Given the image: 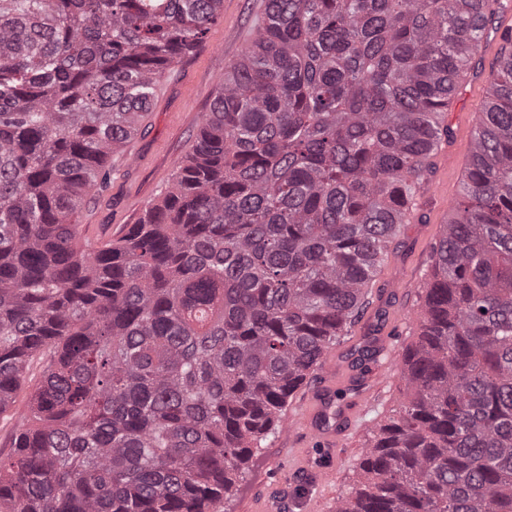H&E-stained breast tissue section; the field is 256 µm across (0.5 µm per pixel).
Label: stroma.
Masks as SVG:
<instances>
[{
	"instance_id": "obj_1",
	"label": "stroma",
	"mask_w": 512,
	"mask_h": 512,
	"mask_svg": "<svg viewBox=\"0 0 512 512\" xmlns=\"http://www.w3.org/2000/svg\"><path fill=\"white\" fill-rule=\"evenodd\" d=\"M262 8L263 0H224L203 41L166 72L138 134L109 157L106 190L88 196L75 217L83 242L95 246L127 232L169 187L192 150L225 67L238 58L253 33L252 20ZM470 150L458 136L438 150L431 179L442 182V195L425 198L419 205L386 257L362 318L331 348L350 374L349 383L339 393L324 397L339 414L335 453L312 446L302 434L276 430L254 449L244 479L221 502L220 512H258V504L271 497L279 498L281 512H310L308 504L315 500L320 503L317 512H332L336 501L362 479V452L399 408L404 381L396 365L383 375L360 374L351 366L352 353L388 336L399 358L415 343L431 247L448 217L449 201L457 199L461 190L460 179L444 178L443 168L449 154L465 159ZM43 370L42 360L30 361L24 385L0 414V457L11 451V438L41 383ZM326 469L332 470V478L319 482V473Z\"/></svg>"
}]
</instances>
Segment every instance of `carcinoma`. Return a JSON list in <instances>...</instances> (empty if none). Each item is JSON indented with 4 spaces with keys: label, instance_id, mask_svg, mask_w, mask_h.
Returning a JSON list of instances; mask_svg holds the SVG:
<instances>
[{
    "label": "carcinoma",
    "instance_id": "cac0c4a2",
    "mask_svg": "<svg viewBox=\"0 0 512 512\" xmlns=\"http://www.w3.org/2000/svg\"><path fill=\"white\" fill-rule=\"evenodd\" d=\"M497 0H265L124 236L72 218L223 0H0V512H217L369 305ZM433 245L406 394L336 512H512V32ZM43 370L42 360L35 358L30 361L26 369L25 384L15 392L9 408L0 414V457H7L12 450V435L17 429L20 416L28 410L33 392L41 383Z\"/></svg>",
    "mask_w": 512,
    "mask_h": 512
}]
</instances>
